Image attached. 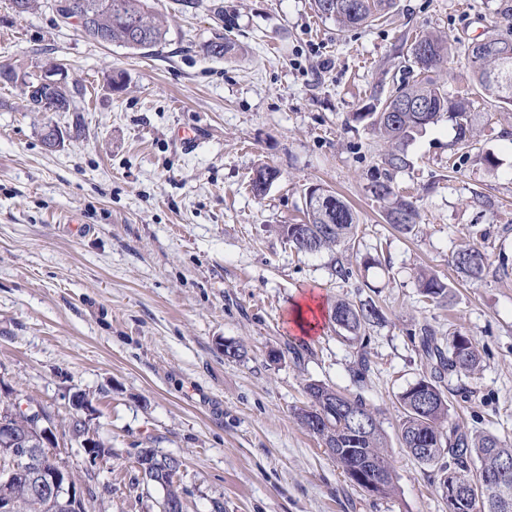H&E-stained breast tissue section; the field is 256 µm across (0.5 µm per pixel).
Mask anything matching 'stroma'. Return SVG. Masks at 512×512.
I'll return each mask as SVG.
<instances>
[{"instance_id": "stroma-1", "label": "stroma", "mask_w": 512, "mask_h": 512, "mask_svg": "<svg viewBox=\"0 0 512 512\" xmlns=\"http://www.w3.org/2000/svg\"><path fill=\"white\" fill-rule=\"evenodd\" d=\"M234 15V54H204L221 33L214 5ZM167 39L142 53L100 44L62 24L57 0L15 16L0 0V65L23 77L63 64L85 88L67 112H34L21 81L0 83V387L62 421L83 394L109 456L87 466L68 436L57 453L90 470L96 512H160L163 492L135 462L153 448L183 462L187 512H448L437 468L399 445L398 393L426 373L413 333L473 337L480 368L446 376L448 421L512 442V278L472 284L450 266L459 247L512 259V106L474 94L465 57L439 76L472 102L474 145L450 167L454 122L413 133L411 169L392 175L421 220L403 234L370 192L382 140L356 121L374 91L408 79L406 50L435 32L465 42L512 33V0H393L375 25L339 29L311 0H155ZM124 86L110 90V75ZM61 135L47 147L49 129ZM202 133L194 151L181 130ZM268 164L279 179L247 188ZM321 184L356 210L354 248L304 254L277 232L304 218ZM375 258L364 268V258ZM351 267L339 278L336 260ZM428 269L454 288L427 301ZM370 299L385 320L364 342L329 321L301 337L295 303ZM242 344L243 359L224 355ZM300 348L293 358L292 348ZM371 371L356 388L352 367ZM361 391L387 442L396 494L354 486L294 417L306 381Z\"/></svg>"}]
</instances>
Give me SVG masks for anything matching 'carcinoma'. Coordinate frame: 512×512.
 I'll return each instance as SVG.
<instances>
[{
    "label": "carcinoma",
    "instance_id": "1",
    "mask_svg": "<svg viewBox=\"0 0 512 512\" xmlns=\"http://www.w3.org/2000/svg\"><path fill=\"white\" fill-rule=\"evenodd\" d=\"M392 0H312L315 13L336 22L339 29L368 27L391 7ZM93 23L108 37V43L135 51L151 49L166 40L168 28L154 10L151 0H112V10L96 13ZM501 35L492 34L482 43L472 42L464 47L470 63L477 93L492 102L512 104V45L503 46ZM423 47L427 54L416 59L418 79L402 85L377 100L366 112L355 119L367 122L385 144L384 164L393 171L411 168V160L404 147L412 133L437 123L443 116L455 119L458 149L472 146L473 128L469 121V103L450 100L437 77L438 71L453 54L448 38L425 34L407 48L415 56ZM509 55L507 78L494 81L490 74L499 70L501 56ZM279 174L270 165L258 167L250 180L251 192L265 195L262 186L271 174ZM370 191L374 198L388 203L385 219L397 231L410 234L420 222L416 200L396 191L388 177L373 180ZM305 223L281 224L279 233L294 249L305 254L333 251L338 247L351 248L355 242L358 218L352 207L335 192L320 186L310 187L304 193ZM451 264L458 277L476 283L488 273L487 254L475 245L457 249ZM417 288L428 300L440 304L452 301L448 283L434 273L422 270L417 275ZM330 322L345 332L350 342L365 338L367 330L381 323L379 308L371 300L340 299L329 313ZM420 346L430 367L429 375L421 378L398 394L401 408L400 447L418 462L432 465L443 457L448 464L440 467L442 474L465 486L466 497L448 505L450 512H491L494 501L506 495L512 499V443L486 432L472 435L459 425L445 429L448 421V395L442 389L445 375L472 373L480 364V355L474 338L459 331L448 337V347L438 344L429 326L418 330ZM306 402L294 410V416L313 434L338 467L347 476L355 467L370 462H389L386 439L374 408L359 393H346L321 381L310 380L304 386ZM11 419L14 428L34 434L38 424L16 412L12 391L0 394V420ZM425 448L420 456L416 449ZM136 463L143 466L142 480L163 491V500L185 505V490L168 471V456L153 448L139 450ZM507 471L503 486L506 490L484 484L483 474ZM357 487L376 497H387L396 490L392 467L386 468L381 485L371 489L365 483ZM7 492L13 499V512H55L45 500L36 499L26 484H0V494Z\"/></svg>",
    "mask_w": 512,
    "mask_h": 512
}]
</instances>
